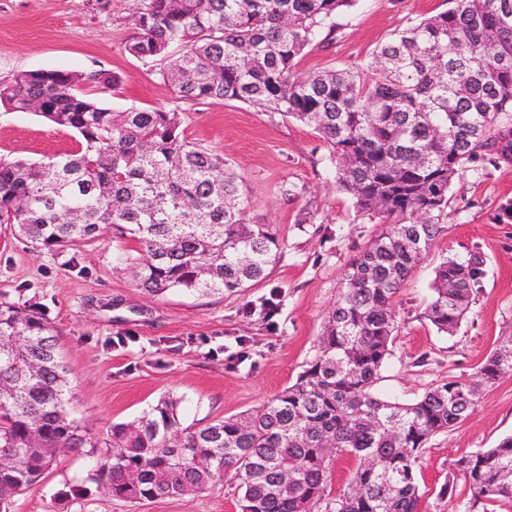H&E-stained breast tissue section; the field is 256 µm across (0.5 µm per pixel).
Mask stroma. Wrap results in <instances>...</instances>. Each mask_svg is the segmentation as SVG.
Segmentation results:
<instances>
[{
    "label": "stroma",
    "mask_w": 512,
    "mask_h": 512,
    "mask_svg": "<svg viewBox=\"0 0 512 512\" xmlns=\"http://www.w3.org/2000/svg\"><path fill=\"white\" fill-rule=\"evenodd\" d=\"M447 0H359L336 17V31L313 44L294 71L357 68L393 34L447 10ZM134 0H0V84L23 71L107 70L120 85L100 95L112 110L179 108L186 139L224 155L242 181L250 220L271 225L281 241L267 279L243 294L160 295L139 287V244L106 232L91 245L56 254L0 226V298L45 308L68 370L64 405L93 439L133 421L166 396L181 421L200 427L267 402L292 385L316 352L349 263L381 224L358 215L337 189L329 152L312 128L277 112L229 100L179 102L161 72L126 52ZM75 133L32 112L0 108V156L32 162L73 148ZM447 229L394 299L397 332L376 385L408 403L455 377L474 382L501 341L512 336V223L498 219L512 202V164L466 171L450 192ZM481 255L485 275L453 335L426 319L434 268L449 257ZM276 312L267 315L266 302ZM512 435V374L483 386L462 423L432 436L415 468L422 512H462L471 493L453 463ZM86 453L61 456L9 512H238L232 481L198 494L142 505L112 498L91 479ZM453 482L454 495L440 490Z\"/></svg>",
    "instance_id": "1"
}]
</instances>
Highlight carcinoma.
Listing matches in <instances>:
<instances>
[{
	"instance_id": "obj_1",
	"label": "carcinoma",
	"mask_w": 512,
	"mask_h": 512,
	"mask_svg": "<svg viewBox=\"0 0 512 512\" xmlns=\"http://www.w3.org/2000/svg\"><path fill=\"white\" fill-rule=\"evenodd\" d=\"M356 0H136L125 44L141 60L168 56L162 77L178 99L235 100L311 127L328 146L336 184L384 230L349 263L340 297L297 381L240 415L181 426L178 401L112 427L95 443L64 407L67 370L44 310L0 300V512L65 453L104 447L97 472L111 496L140 503L238 484L239 512H420L415 463L428 440L462 422L478 386L453 377L410 403L380 398L396 331L393 300L447 227L448 191L474 163H500L512 136V0H448L369 53L358 71L296 78V60ZM119 77L23 71L0 86V106L73 130L77 148L39 162L0 157V224L48 251L115 228L140 244L139 286L201 295L265 280L280 250L246 218L224 155L187 141L182 113L114 111L83 90ZM483 260L435 269L427 319L451 335L484 276ZM457 288L448 293V283ZM512 372L491 355L483 383ZM355 458L348 490L327 498L333 459ZM469 481L463 512L512 504V436L457 459Z\"/></svg>"
}]
</instances>
